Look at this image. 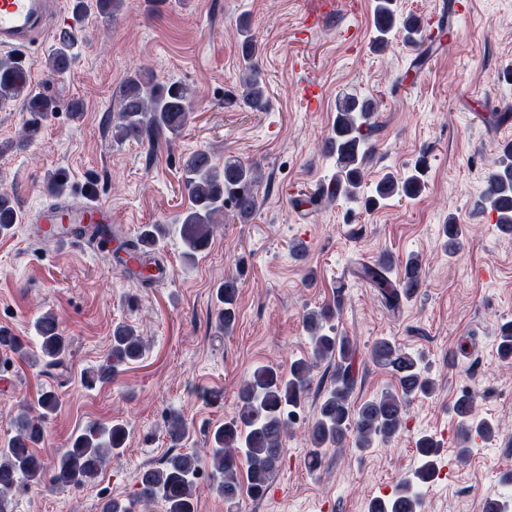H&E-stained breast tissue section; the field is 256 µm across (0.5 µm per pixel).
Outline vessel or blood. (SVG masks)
<instances>
[{"instance_id":"vessel-or-blood-1","label":"vessel or blood","mask_w":512,"mask_h":512,"mask_svg":"<svg viewBox=\"0 0 512 512\" xmlns=\"http://www.w3.org/2000/svg\"><path fill=\"white\" fill-rule=\"evenodd\" d=\"M61 18L60 0H0V50L38 45ZM111 209L58 198L44 206L33 218L39 232H52L54 240L82 243L94 250L110 247V239L87 234L86 225L108 224Z\"/></svg>"}]
</instances>
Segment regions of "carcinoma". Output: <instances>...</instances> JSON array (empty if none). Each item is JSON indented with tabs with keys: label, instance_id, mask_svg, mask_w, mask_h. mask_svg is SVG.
<instances>
[{
	"label": "carcinoma",
	"instance_id": "1",
	"mask_svg": "<svg viewBox=\"0 0 512 512\" xmlns=\"http://www.w3.org/2000/svg\"><path fill=\"white\" fill-rule=\"evenodd\" d=\"M122 2L72 0L73 19L79 22L92 10L100 15H112ZM374 14L375 46L380 48L387 43L395 26L393 0H377ZM402 33L405 43L419 50L412 62V71L416 72L429 56V50L422 49L426 36L424 21L416 16L404 18ZM239 36L245 73L239 100L250 110L263 112L269 106V97L258 64L260 47L247 24L240 26ZM75 46L73 33L61 30L49 57V70L53 73L68 70L75 57ZM21 95L25 97L27 110L42 119L58 110L56 99L30 88L27 73L16 59L9 55L0 57V102ZM115 95L119 109L112 114L106 129L112 130V139L117 142L128 140L152 147L161 136L174 140L182 135L192 115L193 90L178 81L160 82L148 71L128 75ZM377 112L378 104L370 97L349 92L338 99L331 133L323 143L324 153L336 162L335 186L318 188L307 196L306 203L317 207L340 195L355 199L363 192L364 170L376 148L368 135L381 129ZM182 167L190 205L179 216L178 224L185 245L183 257L192 262L209 244L213 227L224 223L226 215L245 223L255 214L260 207L263 174L259 164L233 156L224 158V165L219 167L205 150L191 154ZM423 189L418 162L404 176L389 173L380 179L371 195L365 197V206L371 209L395 197L414 200ZM481 203L496 214L501 232L512 234V142L500 147L498 161L485 178ZM19 221L14 198L1 190L0 234L9 232ZM165 231L163 224H146L127 250L129 259L136 263L130 272L143 282L154 280L151 247ZM443 233L448 255L453 256L462 246V228L450 219L443 225ZM421 269L422 262L416 255L408 256L399 266L390 256L382 255L374 263L362 265L358 275L379 290L387 308L396 310L402 300L414 297L422 288ZM238 294L239 278L233 276L224 278L216 290L215 327L226 335L236 323ZM344 305L345 294L338 288L333 303L304 315L311 354L293 361L288 372L268 365L253 369L239 390L233 416L210 431L206 456L176 450L189 438L190 430L180 412H170L166 434L175 451L158 465L143 468L136 483L137 501L143 504L161 501L165 512H196V480L204 468L209 469L212 477L211 491L224 499L227 508H233L245 491L255 499L263 498L281 463L283 437L311 394L319 401L316 417L308 426L310 448L306 465L311 471L323 466L326 449L342 448L349 438L355 447L366 450L399 434L406 422L409 402L433 394L435 382L421 366L419 357L382 338L371 346L370 358L374 365L392 372L398 391H386L359 405L353 402L358 380L354 367L356 348L348 336L336 331L335 324ZM37 330L45 367L62 364L68 339L56 319L50 314L42 316L37 321ZM0 348L27 358L20 337L10 329L0 328ZM148 350V343L135 328L117 324L112 330L105 364L86 376V384L93 386L115 376L121 367L142 359ZM498 352L502 360H512V321L500 326ZM319 366L324 370L317 381L314 369ZM37 405L41 412L36 416L30 408L23 407L14 420L13 435L0 445V512H6L14 497L33 487L80 489L94 482L110 458L125 445L124 424L92 425L76 435L68 448L48 464L37 454L36 447L44 436L43 419L58 409V396L52 390H44L38 395ZM453 411L458 420L460 457L472 452L473 437L484 441L496 437L497 426L476 414L470 395L457 398ZM415 447L422 465L396 485L386 506L372 505L369 512H421L422 488L436 476L440 443L424 434L418 437Z\"/></svg>",
	"mask_w": 512,
	"mask_h": 512
}]
</instances>
